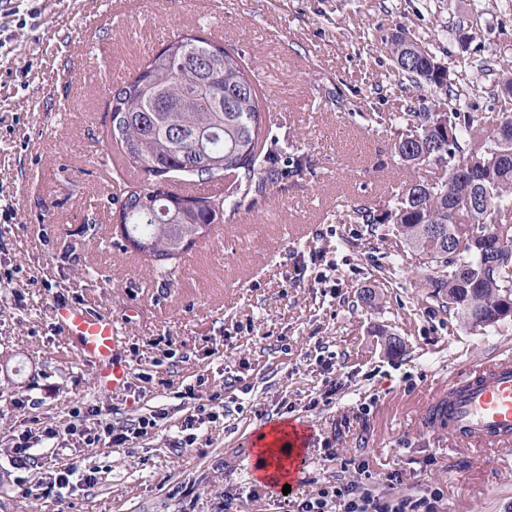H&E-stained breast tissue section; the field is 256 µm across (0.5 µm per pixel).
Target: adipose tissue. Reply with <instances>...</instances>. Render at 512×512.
Returning <instances> with one entry per match:
<instances>
[{
    "label": "adipose tissue",
    "instance_id": "obj_1",
    "mask_svg": "<svg viewBox=\"0 0 512 512\" xmlns=\"http://www.w3.org/2000/svg\"><path fill=\"white\" fill-rule=\"evenodd\" d=\"M299 441L298 431L285 421L256 431L253 443L258 446L259 454L253 464L255 477L274 488L287 484L288 461L302 454Z\"/></svg>",
    "mask_w": 512,
    "mask_h": 512
}]
</instances>
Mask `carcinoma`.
Returning <instances> with one entry per match:
<instances>
[{
    "instance_id": "carcinoma-1",
    "label": "carcinoma",
    "mask_w": 512,
    "mask_h": 512,
    "mask_svg": "<svg viewBox=\"0 0 512 512\" xmlns=\"http://www.w3.org/2000/svg\"><path fill=\"white\" fill-rule=\"evenodd\" d=\"M389 52L408 82L448 94V70L424 47L395 36ZM108 110V135L120 144L124 165L144 175L109 202L132 212L127 238L148 267L168 268L212 225L312 172L309 156L278 146L266 128L257 83L240 54L214 41L173 38L111 91ZM402 122L396 154L408 164H433L442 175L408 182L384 212L357 205L347 220L389 225L423 260L430 297L467 325L512 320V114L491 123L481 112L425 110L404 113ZM200 138L207 139L202 152ZM159 173L222 176L230 184L224 193L192 196V208L159 199L148 207Z\"/></svg>"
}]
</instances>
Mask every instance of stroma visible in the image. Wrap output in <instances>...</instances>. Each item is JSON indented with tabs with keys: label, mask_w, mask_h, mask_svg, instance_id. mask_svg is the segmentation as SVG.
Instances as JSON below:
<instances>
[{
	"label": "stroma",
	"mask_w": 512,
	"mask_h": 512,
	"mask_svg": "<svg viewBox=\"0 0 512 512\" xmlns=\"http://www.w3.org/2000/svg\"><path fill=\"white\" fill-rule=\"evenodd\" d=\"M188 32L241 54L273 135L313 173L214 225L164 272L118 245L113 172L96 156L114 151L110 89ZM398 34L447 68L452 96L399 90ZM509 59L512 0H0V512H218L227 492L239 512H290L325 480L355 478L357 458L383 495L435 490L438 512H512V447H457L425 414L449 379L512 351V322L461 323L428 298L410 250L345 217L433 176L395 153L404 112L497 119ZM312 253L320 261L287 283ZM368 286L373 307L359 299ZM57 300L119 315L125 389L98 385L56 324ZM390 333L399 354L383 349ZM323 352L343 376L327 404ZM222 402L231 415L175 447L194 408ZM157 409L166 418L126 447L86 442L98 419ZM78 410L87 418L72 434ZM289 415L312 437L304 479L285 494L258 486L248 449L261 424ZM47 426L56 439H42ZM25 431L36 465L21 472L10 459ZM69 466L96 469V483L45 495Z\"/></svg>",
	"instance_id": "obj_1"
}]
</instances>
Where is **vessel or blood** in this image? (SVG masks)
I'll use <instances>...</instances> for the list:
<instances>
[{"instance_id":"b4317fda","label":"vessel or blood","mask_w":512,"mask_h":512,"mask_svg":"<svg viewBox=\"0 0 512 512\" xmlns=\"http://www.w3.org/2000/svg\"><path fill=\"white\" fill-rule=\"evenodd\" d=\"M59 327L78 341V354L97 370L100 387L116 390L130 377L121 355L115 320L67 303L54 306ZM433 404L449 434L463 446L486 448L512 445V355L501 354L490 364L475 367L470 376L449 384Z\"/></svg>"}]
</instances>
